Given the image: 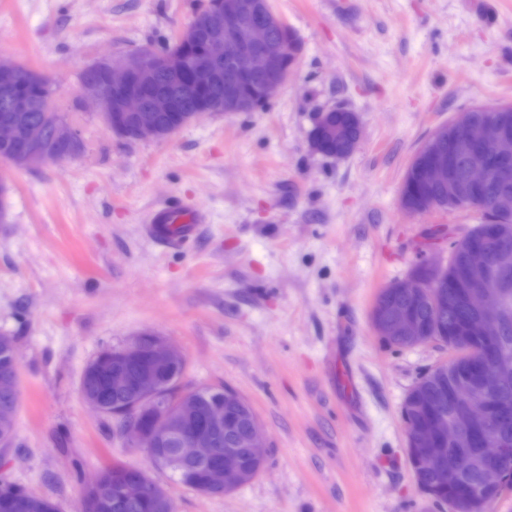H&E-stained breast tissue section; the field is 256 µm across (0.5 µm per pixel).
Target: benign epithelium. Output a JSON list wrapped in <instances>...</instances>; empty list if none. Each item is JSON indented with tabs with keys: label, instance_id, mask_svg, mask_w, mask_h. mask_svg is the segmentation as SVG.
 <instances>
[{
	"label": "benign epithelium",
	"instance_id": "1",
	"mask_svg": "<svg viewBox=\"0 0 512 512\" xmlns=\"http://www.w3.org/2000/svg\"><path fill=\"white\" fill-rule=\"evenodd\" d=\"M279 36H272V32ZM187 32L196 38L197 48L185 54L167 46L143 48L120 59L99 60L94 70L98 78L81 83L83 98L98 112L103 125L113 134L132 141L165 140L184 124L165 128L159 122L160 113L177 111V96L195 93L215 81H224V96L211 101V112H256L264 108L282 89L289 75L297 68L302 44L294 31L271 10L269 0H205ZM168 73L180 86L173 94L155 88L158 72ZM34 81L29 71L11 59L0 58V94L11 99L14 108L26 112L31 103L16 96V89ZM492 105H476L461 111L450 123L436 129L419 153L427 161L410 165L403 185L412 182L448 187V212L477 193L492 174L508 184L512 182V130L494 122L470 118L473 112H499ZM457 138V148L466 159L462 181L454 178L448 162L437 155L434 145L448 136ZM340 129L327 125L319 115L309 136V148L321 154L331 141L341 140ZM24 139L22 147L8 163L26 168L62 161L76 154V130L58 120L53 125V138L47 139L35 130L21 136L18 125L0 121V143ZM509 257L498 253L489 241H482L467 253L460 272L458 287L462 301L472 311L473 321L468 331L493 333L501 320V295L508 287L506 271ZM448 264L423 260L403 280L390 284L405 296L418 301L428 300L437 308L446 307L447 296L434 288L445 279ZM372 324L379 336H395L411 348L426 342L427 336L404 306L385 312L373 311ZM13 367L0 373V390L16 392L18 386V354H13ZM139 364L132 378L122 368L125 362ZM185 362L182 351L170 340L154 334L140 335L118 348L112 357L109 379L112 389L128 393L127 408L131 420L124 431L131 435L134 447L154 453L165 444L177 447L175 461L194 462L208 466L206 495L224 492L241 485L246 474L236 460L239 449L246 448L256 459L266 456V438L257 418H252L245 439L224 449V464L214 462L216 438L224 431V394L209 393L200 399L181 389L166 404L159 403L165 385L159 369L168 370ZM452 398L456 405L453 420L445 415L432 418L422 431H406V452L415 469L435 471V484H453L459 479V469L443 463L441 450L431 447L439 436L448 437L456 448H469L473 443L472 427L490 419L493 400L488 386L469 378L453 382ZM465 463L479 470L481 483L458 503L461 512H486L489 494L512 483V443L487 434L482 448L465 457ZM161 496L160 489L147 474L134 483L112 485L114 497H137L145 492ZM87 512H101L106 501L97 485L86 490Z\"/></svg>",
	"mask_w": 512,
	"mask_h": 512
}]
</instances>
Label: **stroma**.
<instances>
[{"label": "stroma", "instance_id": "1", "mask_svg": "<svg viewBox=\"0 0 512 512\" xmlns=\"http://www.w3.org/2000/svg\"><path fill=\"white\" fill-rule=\"evenodd\" d=\"M202 2L0 0V55L50 78L81 142L63 162L0 161V333L20 356L0 480L77 512L101 469L149 468L79 383L101 349L151 331L181 348L183 385L245 397L268 443L263 470L222 496L149 468L176 512H440L414 480L402 407L451 354L386 346L370 313L439 221L400 208L416 152L460 111L512 104V0H270L303 44L274 101L162 141L112 134L81 102L83 72L161 46ZM334 106L360 117L359 145L312 154ZM171 205L203 216L188 241L146 234Z\"/></svg>", "mask_w": 512, "mask_h": 512}]
</instances>
